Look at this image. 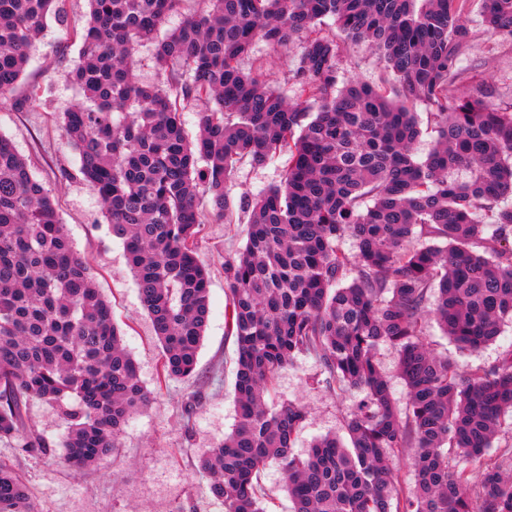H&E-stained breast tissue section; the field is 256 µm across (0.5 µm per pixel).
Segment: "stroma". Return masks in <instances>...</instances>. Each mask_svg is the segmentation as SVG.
Returning <instances> with one entry per match:
<instances>
[{
  "mask_svg": "<svg viewBox=\"0 0 512 512\" xmlns=\"http://www.w3.org/2000/svg\"><path fill=\"white\" fill-rule=\"evenodd\" d=\"M88 10L87 0H65L64 21H48L41 41L30 53L21 84L0 102V134L12 140L34 176L57 199L66 232L111 303L113 317L125 332L126 348L152 399L132 417L118 450L98 466L74 471L62 457L27 456L5 440L0 441V460L23 471L38 512H224L222 503L206 495V480L197 465L203 450L221 441L236 422V344L228 328L224 262L236 257L245 245L248 224L213 220L203 225L197 257L211 275L210 313L196 373L189 379H162L161 347L140 304L123 245L110 234L94 187L77 177L79 156L60 128L62 112L81 99L67 78L66 66L79 57L75 31L85 23ZM466 19L471 41L462 56L456 95L482 94L501 105H512V41L486 30L478 0H470ZM340 45L339 84L353 80L393 84V76L368 44L344 39ZM303 46L300 38L286 47L260 40L239 66L247 72L261 71L289 97ZM287 166L284 155L259 167L241 165L229 185L231 200L279 184ZM65 169L71 171V178H62ZM423 332L435 353L462 369L493 366L512 351V324L503 326L496 341L476 352L460 349L444 336L433 317L424 319ZM195 392L201 393L202 401L189 416L184 405ZM359 398L355 389L328 390L315 358L302 355L279 372L267 401H291L308 408L309 417L294 446L296 453L303 454L325 434L345 436L344 419Z\"/></svg>",
  "mask_w": 512,
  "mask_h": 512,
  "instance_id": "obj_1",
  "label": "stroma"
}]
</instances>
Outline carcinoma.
<instances>
[{
    "instance_id": "carcinoma-1",
    "label": "carcinoma",
    "mask_w": 512,
    "mask_h": 512,
    "mask_svg": "<svg viewBox=\"0 0 512 512\" xmlns=\"http://www.w3.org/2000/svg\"><path fill=\"white\" fill-rule=\"evenodd\" d=\"M181 2L88 0L67 72L82 101L62 113L61 130L124 244L166 379L194 376L207 326L200 225L208 214L235 223L237 164L289 156L280 184L243 198L248 241L224 262L238 419L199 457L209 496L224 512H267L259 479L273 463L291 512H512V456L487 455L512 411V351L489 369L461 370L423 332L431 313L474 352L512 323V108L452 95L469 0H201L160 34ZM62 12V0H0L1 97ZM482 13L493 35L512 40V0H482ZM325 18L374 47L398 87L338 86L336 36L318 29ZM303 33L293 98L239 67L256 40L283 46ZM146 44L161 85L134 73ZM417 103L437 133L423 160ZM187 111L197 113L194 139ZM346 235L351 255L338 246ZM381 344L398 354L405 416L380 369ZM301 354L329 389L362 394L345 418L349 443L328 435L304 456L294 441L307 409L265 400ZM32 399L57 410L60 440L28 421ZM148 401L54 195L0 135V440L43 457L62 448L78 471L115 452ZM407 448L413 483L403 490L395 459ZM450 448L481 462L479 481L450 463ZM0 512H37L25 475L1 461Z\"/></svg>"
}]
</instances>
